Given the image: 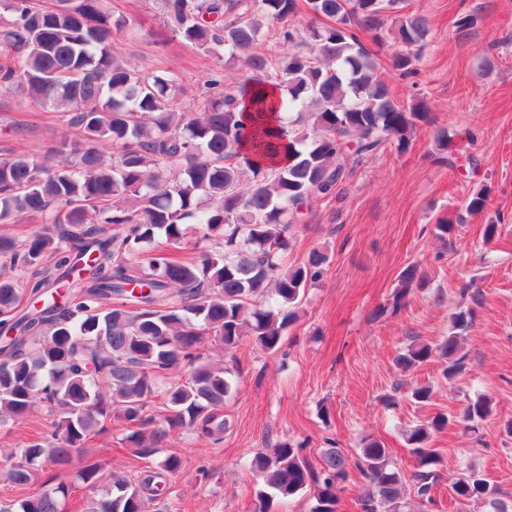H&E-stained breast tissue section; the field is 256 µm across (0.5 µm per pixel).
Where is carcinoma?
I'll list each match as a JSON object with an SVG mask.
<instances>
[{
    "label": "carcinoma",
    "instance_id": "carcinoma-1",
    "mask_svg": "<svg viewBox=\"0 0 512 512\" xmlns=\"http://www.w3.org/2000/svg\"><path fill=\"white\" fill-rule=\"evenodd\" d=\"M303 3L324 26L301 30L287 23ZM403 0H163L167 30L206 53H224L244 66L234 82L212 80L204 97L183 99L182 78L141 72L112 41L128 21L106 0H0V95L19 92L40 108L62 114L82 141H62L41 157L0 156V224L38 214L42 224L23 240L0 234V259L51 266L20 286L0 274V425L26 416L42 402L56 413L51 434L0 455L14 482L29 481L39 465L61 466L101 430L106 419L131 429L134 456L159 453L171 432L195 431L220 441L228 422L217 413L234 390L223 366L200 361L204 337L231 350L250 336L274 354L307 287L329 261L326 248L287 264L290 228L311 205L339 199L353 171L393 145L409 149L416 103L396 99L381 73L380 17L400 11L393 39L404 49L392 57L401 76L415 73L427 46L426 19L403 12ZM276 31L286 45L260 51ZM273 88L277 95L269 97ZM214 241L198 259L177 250L193 234ZM424 284L419 265L399 275L393 307ZM116 298L121 304L104 307ZM473 311L452 316L448 336L434 345L416 338L393 363L402 374L432 358L451 381L461 374V341ZM189 368L174 384L169 375ZM164 395L170 411L155 425L150 399ZM423 408L433 387L408 394ZM492 413L485 395L457 414L437 413L406 432L413 468L392 460L374 437L351 460L324 450L315 468L304 443L281 441L257 452L247 466L260 481L258 512L305 491L310 512H336L337 487L356 470L367 486L360 512H415L432 501L442 458L434 434L459 425L476 437ZM182 466L170 455L159 469L112 473L110 488L87 512H175L161 501L165 474ZM104 467L86 460L77 481L95 487ZM411 487L406 493L405 487ZM457 503L479 512H512L497 485L468 468L451 485ZM72 484L55 487L0 512H63Z\"/></svg>",
    "mask_w": 512,
    "mask_h": 512
}]
</instances>
